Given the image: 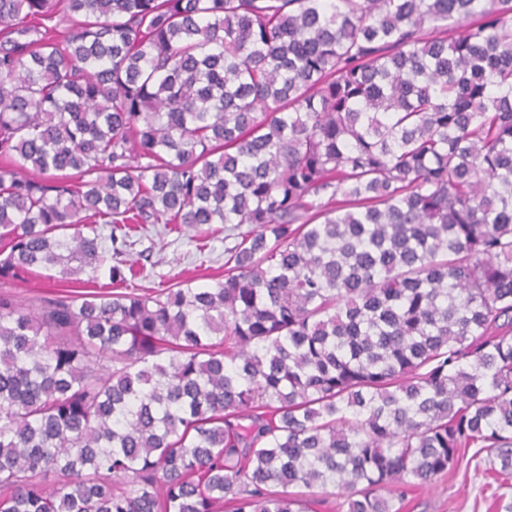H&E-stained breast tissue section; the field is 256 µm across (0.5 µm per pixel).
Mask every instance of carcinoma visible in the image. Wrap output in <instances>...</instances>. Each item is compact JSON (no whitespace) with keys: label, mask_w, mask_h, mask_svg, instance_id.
I'll use <instances>...</instances> for the list:
<instances>
[{"label":"carcinoma","mask_w":512,"mask_h":512,"mask_svg":"<svg viewBox=\"0 0 512 512\" xmlns=\"http://www.w3.org/2000/svg\"><path fill=\"white\" fill-rule=\"evenodd\" d=\"M5 161L0 512L512 472V0H0ZM146 224L230 225L224 278L12 291L124 284ZM60 279L55 269H40L38 273L18 281L12 288L26 296H36L59 287Z\"/></svg>","instance_id":"obj_1"}]
</instances>
